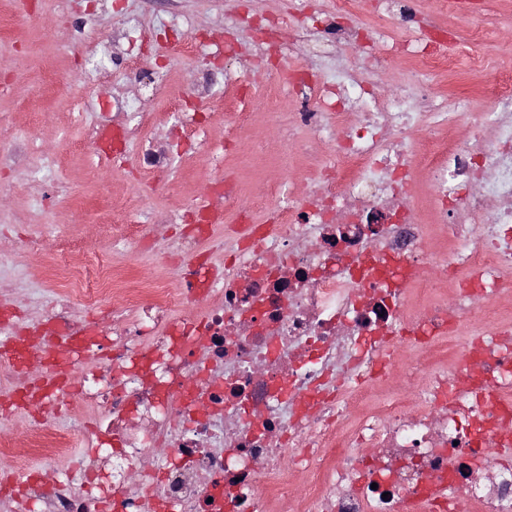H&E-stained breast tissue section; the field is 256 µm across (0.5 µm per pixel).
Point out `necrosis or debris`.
Listing matches in <instances>:
<instances>
[{
  "label": "necrosis or debris",
  "mask_w": 512,
  "mask_h": 512,
  "mask_svg": "<svg viewBox=\"0 0 512 512\" xmlns=\"http://www.w3.org/2000/svg\"><path fill=\"white\" fill-rule=\"evenodd\" d=\"M437 3L301 4L288 48L309 63L274 84L297 103L289 134L329 157L304 195L266 183V220L251 222L228 170L194 234L160 246L152 225H127L124 249L152 253L169 279L44 255L54 297L17 331L18 361L0 364V457L75 473L2 478L1 507L512 512V74L479 73L488 139L440 137L471 104L429 82L456 66L441 47L459 0ZM393 57L426 79L384 90ZM77 118L112 149L158 120L136 110L112 131ZM420 168L427 225L406 191ZM477 312L489 331L460 339Z\"/></svg>",
  "instance_id": "1"
}]
</instances>
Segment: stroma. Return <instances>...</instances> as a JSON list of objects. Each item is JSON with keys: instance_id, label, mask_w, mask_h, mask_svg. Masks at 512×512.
<instances>
[{"instance_id": "obj_1", "label": "stroma", "mask_w": 512, "mask_h": 512, "mask_svg": "<svg viewBox=\"0 0 512 512\" xmlns=\"http://www.w3.org/2000/svg\"><path fill=\"white\" fill-rule=\"evenodd\" d=\"M494 2L490 12L477 2L449 17L448 51L461 64L433 80L435 89L471 101L466 124L454 131L460 141L484 135L487 104L475 66L512 70V0ZM247 12L273 17L285 30L301 23L294 0H100L93 10L86 0H0V126L17 141L33 136L44 147L26 164L14 163L10 149L0 150V277L15 285L0 298V307L30 312L51 295L36 260L13 259L17 241L41 237L49 253L58 242L74 241L79 258L105 253L126 261L124 251L112 243L121 225L161 215L165 224L158 235L169 236L183 227L184 213L213 175L206 148H177L181 136L165 119L144 132L145 139L175 145L171 172L161 181L145 174L135 149L95 164L82 127L67 111L74 96L85 95L88 112L105 113L116 124L126 121L129 99L163 116L174 106L195 103L207 114L209 139L219 144L231 125L224 85L236 75L254 91L252 98L238 102L239 111L251 115L249 143L224 154L225 166L238 173L243 200H254L260 182L305 174L304 159L293 156L291 143L266 120L267 113L289 112L293 106L275 105L267 97L268 69L253 61V35L239 22ZM208 34L214 41L203 44L201 52L190 57L173 53L187 36ZM103 38L119 43L122 55H89V47ZM227 38L241 52L230 66L214 54L215 42ZM87 69L107 74L105 83L88 95L78 82ZM59 154L67 156V164L56 162ZM116 193L133 201L132 209L118 216L112 213Z\"/></svg>"}]
</instances>
